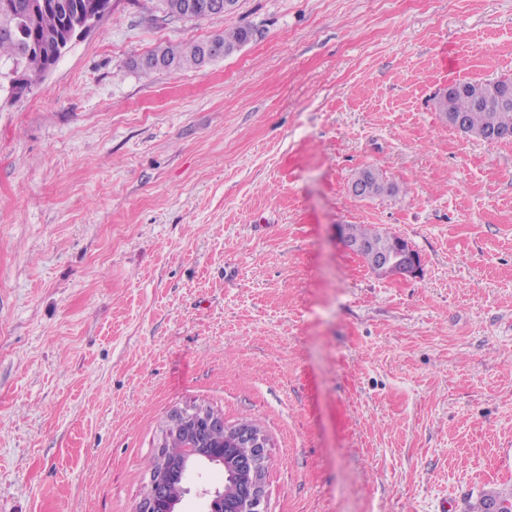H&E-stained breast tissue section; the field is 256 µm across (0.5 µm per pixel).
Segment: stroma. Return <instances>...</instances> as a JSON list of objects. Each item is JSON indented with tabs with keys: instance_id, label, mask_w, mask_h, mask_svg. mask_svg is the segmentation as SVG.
Listing matches in <instances>:
<instances>
[{
	"instance_id": "obj_1",
	"label": "stroma",
	"mask_w": 512,
	"mask_h": 512,
	"mask_svg": "<svg viewBox=\"0 0 512 512\" xmlns=\"http://www.w3.org/2000/svg\"><path fill=\"white\" fill-rule=\"evenodd\" d=\"M252 38L144 77L163 45ZM512 0L111 12L0 105V512H137L173 410L253 420L268 512H464L512 488ZM376 167L394 196L350 192ZM343 224L407 239L383 278ZM458 91H469L479 101H482L484 96L482 88L477 84L460 85L457 82L449 83L442 90L445 101L448 102L447 117L456 131L463 132L464 120L473 135L480 136L485 132H495L489 134L486 138L482 137V142L484 143L494 144L509 135L500 134L496 131L508 132L512 139V84L503 85L496 93L497 102L508 106L479 104L469 93L461 92L452 100L453 112L451 99Z\"/></svg>"
}]
</instances>
